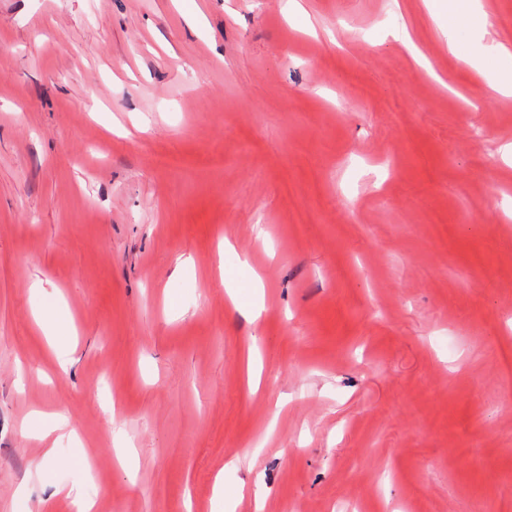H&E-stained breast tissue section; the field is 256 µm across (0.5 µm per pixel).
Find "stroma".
<instances>
[{
	"label": "stroma",
	"mask_w": 512,
	"mask_h": 512,
	"mask_svg": "<svg viewBox=\"0 0 512 512\" xmlns=\"http://www.w3.org/2000/svg\"><path fill=\"white\" fill-rule=\"evenodd\" d=\"M510 143L423 0H0V512H512ZM56 301H40L33 310V316L40 326L44 336L49 341L57 342L60 336L68 332L66 320L54 315ZM35 421L38 423V431L36 437L40 440H46L56 433L55 437L50 443V448H47L40 465L51 463L54 461V447L58 440L67 437L69 441L77 440V433L74 429H69V423L66 418L60 417L57 414H44L35 413Z\"/></svg>",
	"instance_id": "stroma-1"
}]
</instances>
